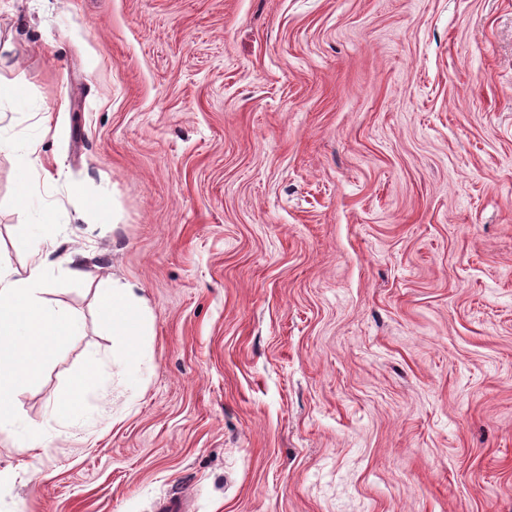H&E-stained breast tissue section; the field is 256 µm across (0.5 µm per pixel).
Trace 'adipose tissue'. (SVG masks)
Instances as JSON below:
<instances>
[{
	"label": "adipose tissue",
	"instance_id": "1",
	"mask_svg": "<svg viewBox=\"0 0 512 512\" xmlns=\"http://www.w3.org/2000/svg\"><path fill=\"white\" fill-rule=\"evenodd\" d=\"M19 250L28 249L17 240ZM22 270L0 267V432L13 430L19 397L35 385L43 366L80 327L64 309L47 308L43 293L48 252L29 251ZM101 326L134 354L145 334V320L132 284L113 283L97 291Z\"/></svg>",
	"mask_w": 512,
	"mask_h": 512
}]
</instances>
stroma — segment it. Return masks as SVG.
<instances>
[{
    "mask_svg": "<svg viewBox=\"0 0 512 512\" xmlns=\"http://www.w3.org/2000/svg\"><path fill=\"white\" fill-rule=\"evenodd\" d=\"M0 80V265L85 273L0 512H512V0H0ZM101 326L123 343L127 356H132L145 336V320L138 305L134 285L112 280V288H98ZM94 357L89 359L82 385L72 389L66 396L60 398L54 405V413L58 418H68L77 412L83 392L95 382Z\"/></svg>",
    "mask_w": 512,
    "mask_h": 512,
    "instance_id": "35a3bbf8",
    "label": "stroma"
}]
</instances>
